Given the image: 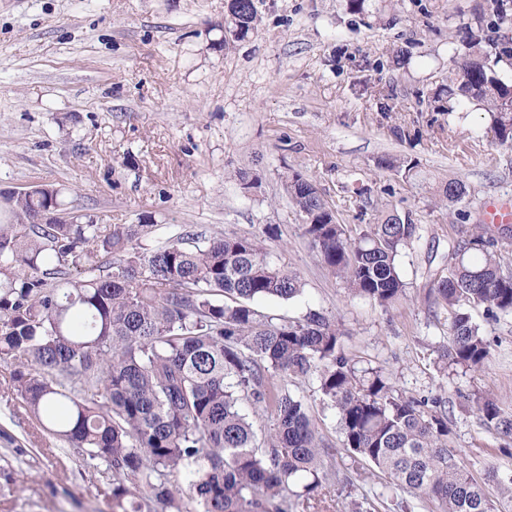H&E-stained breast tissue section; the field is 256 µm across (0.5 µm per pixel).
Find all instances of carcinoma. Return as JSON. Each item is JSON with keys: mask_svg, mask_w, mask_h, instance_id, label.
Listing matches in <instances>:
<instances>
[{"mask_svg": "<svg viewBox=\"0 0 512 512\" xmlns=\"http://www.w3.org/2000/svg\"><path fill=\"white\" fill-rule=\"evenodd\" d=\"M256 0H227L224 48L254 34ZM512 48L453 52L459 82L448 100L475 103L491 117L497 145L512 148V79L498 69ZM301 228L324 267L351 295L386 307L404 293L400 251L417 233L410 216L388 213L350 236L313 180L281 177ZM452 208L464 183L436 188ZM0 220V361L36 427L92 467L112 470V512H303L331 483L336 449L321 445L303 398L288 379L312 378L337 410L342 447L365 466L438 512H499L512 501V475L474 479L448 447L447 400L398 392L381 369L359 368L343 332L320 312L274 317L260 300L303 293L299 275L257 235L186 230L152 248L150 224H98L74 215L57 188L5 198ZM448 251V275L434 281L448 311L447 363L469 370L489 361L490 343L466 305L512 313V271L486 224ZM268 422L258 438L242 408ZM483 423L512 440V412L478 402ZM310 481L292 489L295 478ZM497 488L493 497L489 487Z\"/></svg>", "mask_w": 512, "mask_h": 512, "instance_id": "cac0c4a2", "label": "carcinoma"}]
</instances>
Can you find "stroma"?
I'll use <instances>...</instances> for the list:
<instances>
[{"label": "stroma", "instance_id": "obj_1", "mask_svg": "<svg viewBox=\"0 0 512 512\" xmlns=\"http://www.w3.org/2000/svg\"><path fill=\"white\" fill-rule=\"evenodd\" d=\"M262 22L225 48V0H0V192L63 189L100 224L151 222L147 244L183 229L209 235L277 229L269 248L304 284L291 318L319 311L342 348L382 368L395 388L447 400L448 444L475 478L512 474L506 439L475 399L512 412V315L470 308L491 345L479 370H443L447 312L432 292L492 201L512 199V150L494 146L487 113L449 104V57L474 36L512 46L491 0H260ZM405 50L395 61L397 50ZM411 160L416 174L378 167ZM312 177L341 223L360 232L379 211L411 214L417 233L398 261L406 288L388 307L349 296L319 262L285 196L287 168ZM259 179L243 188L237 174ZM448 179L468 194L456 215L435 204ZM325 444L335 448L328 512L403 496L359 479L341 446L337 413L313 380L292 378ZM112 472L87 466L33 428L0 363V512H112Z\"/></svg>", "mask_w": 512, "mask_h": 512}]
</instances>
